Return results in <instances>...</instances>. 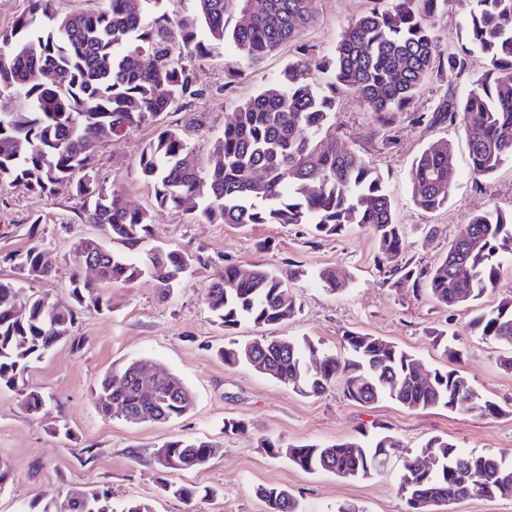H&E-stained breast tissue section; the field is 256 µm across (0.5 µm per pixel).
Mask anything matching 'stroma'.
Here are the masks:
<instances>
[{"label":"stroma","instance_id":"obj_1","mask_svg":"<svg viewBox=\"0 0 512 512\" xmlns=\"http://www.w3.org/2000/svg\"><path fill=\"white\" fill-rule=\"evenodd\" d=\"M473 5V0H441L432 15L431 25L448 51L461 50V33ZM368 7V0H319L317 17L300 45L283 48L257 65L229 43L193 59L206 94L191 107L168 114L167 123L181 129L191 144L206 148L231 120L234 101L261 90L299 55L301 46H309L317 57L332 54L342 30ZM469 59L468 69L452 80L431 79L410 113L401 114L388 128L378 125L349 93H336V137L383 177L404 231L405 248L398 263L413 270L433 267L477 214L512 212V160L489 177L473 180L461 127L439 122L416 125L410 120L411 112L430 115L449 96H463L485 69L479 51H471ZM232 71L241 72V79L228 82ZM155 134V127L144 126L106 141L98 151L101 180L120 188L135 207L153 204L151 191L135 178L134 167ZM440 140L453 143L459 176L447 206L428 212L412 202L409 171L413 159ZM74 205L65 184L42 196L21 186L0 185V253L25 249L37 238L53 260L52 275L26 282L19 302L46 294L71 305L74 244L98 233L94 225L78 221ZM152 238L155 244L192 258L191 273L182 286L166 299L149 278L104 289L106 308L80 311L73 329L76 343L60 344L31 363L27 382L46 397L39 415L25 412L18 392L0 390V459L11 468L9 482L0 489V512H27L33 504L56 503L68 490L87 484L107 489L116 508L138 498L151 502L154 512H185L184 504L163 493L154 461L155 451L176 437L202 438L214 448L205 467L174 476L175 481L202 490L195 512H266L255 493L260 486L288 489L301 512H335L343 505L355 506L357 512H405L396 487L399 459L365 479L310 474L286 457L270 456L260 448V440L267 437L288 444H331L384 425L412 448L440 435L465 450L512 455V373L497 362L500 347L472 332V308L447 309L427 295L421 282L390 276V265L368 230L353 227L322 237L306 224L240 228L170 211L153 224ZM228 264H261L289 277L296 313L288 322L272 326L276 336L308 337L322 350L338 352L345 331H360L396 343L431 370L449 366L433 342V330L453 334L465 349L460 370L481 398L502 407V415L488 418L444 408L413 412L388 399L363 407L347 400L338 386L307 397L248 367L226 366L216 350L228 334L214 323L205 290ZM334 266L347 272L348 282L331 294L315 276ZM132 360L159 363L178 374L195 395L194 408L164 424L133 425L102 417L94 382ZM228 419L243 420L245 433L225 434ZM62 425L70 429V436L58 434Z\"/></svg>","mask_w":512,"mask_h":512}]
</instances>
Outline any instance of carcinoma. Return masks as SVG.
Instances as JSON below:
<instances>
[{"label": "carcinoma", "mask_w": 512, "mask_h": 512, "mask_svg": "<svg viewBox=\"0 0 512 512\" xmlns=\"http://www.w3.org/2000/svg\"><path fill=\"white\" fill-rule=\"evenodd\" d=\"M159 0H101L95 12L62 13L56 0H31L28 15L0 30V184H18L37 195L60 183L71 187L77 218L96 224L107 243L86 238L74 245L81 267L95 258L99 282L79 273L70 282L72 306L36 295L17 308L18 282L0 281V389L17 391L30 415L42 409L41 391L28 385L29 364L54 346L72 339L78 309L103 304L102 289L151 278L168 296L186 278L190 258L150 242V227L169 210L198 213L210 224H308L321 236H335L350 225L367 228L381 254L393 259L404 249L401 225L382 176L362 156L336 139V89L352 93L378 125L392 126L407 111L425 83L458 75L468 52H448L430 24L438 0H373V7L345 28L332 55L301 54L258 93L235 105L234 121L210 145L208 164L182 132L160 124L170 111L191 106L203 96L188 61L211 44L231 42L259 64L300 39L315 16L316 0H197V18L177 21L158 9ZM466 21L469 42L485 56L482 76L462 100L448 96L437 121L461 126L466 134L470 170L479 179L512 159V0H475ZM238 13L233 27L226 17ZM50 70L52 82L31 78ZM330 74L329 94L315 83L314 72ZM146 125L157 134L142 148L137 179L154 194L150 208L133 207L124 193L100 182L96 170L99 143ZM456 182L453 146L431 145L413 161L411 197L425 211L448 204ZM34 241L26 249L0 256L20 277L46 278L51 266ZM512 256V214L487 211L476 216L450 244L448 253L418 278L439 304L454 309L472 305L496 287L502 257ZM463 265L469 275L457 274ZM318 282L336 293L344 271L326 268ZM214 322L231 331L243 322L256 327L288 321L295 305L283 279L262 265L243 272L224 267L206 289ZM471 329L507 350L500 366L512 372V298L478 310ZM343 352L318 354L314 342L278 336L231 341L218 350L227 366L245 365L303 396H318L336 384L362 406L389 398L409 411L447 408L498 417L503 409L491 400L468 402L471 390L457 368L437 369L421 379L418 360L382 338L358 331L342 336ZM130 361L96 381V407L105 418L129 423H166L187 414L194 396L184 381L159 365L155 388L141 391ZM263 450L286 456L297 468L362 479L403 458L398 490L406 512H449L466 498L512 495V458L464 451L443 436L408 448L385 426L371 434L331 445H292L265 438ZM212 447L198 438H175L155 452L160 486L187 506L198 487L168 480L167 475L205 466ZM432 458L431 468L422 460ZM91 500L72 512H114L107 492L88 486ZM257 494L268 512H299L291 493L261 486Z\"/></svg>", "instance_id": "carcinoma-1"}]
</instances>
